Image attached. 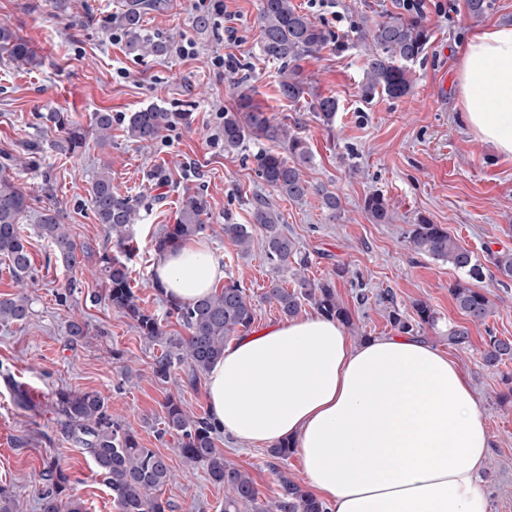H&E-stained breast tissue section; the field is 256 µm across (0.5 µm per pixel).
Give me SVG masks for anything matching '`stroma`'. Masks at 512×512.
<instances>
[{
    "label": "stroma",
    "mask_w": 512,
    "mask_h": 512,
    "mask_svg": "<svg viewBox=\"0 0 512 512\" xmlns=\"http://www.w3.org/2000/svg\"><path fill=\"white\" fill-rule=\"evenodd\" d=\"M293 2L344 44L343 51L326 49L303 62L311 92L338 102L329 129L304 105L280 96L279 66L263 59L259 50L258 0H166L165 9L145 17L148 29L170 38L171 49L162 57L127 52L122 33L109 22L119 0H65L61 10L55 0H0V24L16 30L43 59L33 70L0 61V166L12 167L36 207L55 206L84 247L74 270L49 262V248L34 217L24 219L32 260L26 290L32 314L26 322L0 326V371L9 370L43 402L62 387L99 392L112 415L129 424L145 447L168 457L172 477L161 498L170 503V512H220L223 487L209 481L202 464L187 461L175 439L156 436L167 395L180 392L185 412L199 416L207 410L206 383L184 387L188 368L183 364L174 368L169 382H158L153 362L161 346L141 336L108 305L99 258L113 247L93 215L89 190L104 165L118 192L135 195L151 188L153 199L132 227L140 248L131 265L132 278L142 307L158 317L169 336L184 335L185 330L167 316L164 297L148 285L160 260L152 241L165 225L175 223L187 192L206 195L210 219L198 240L222 257L225 281L244 287L255 309V326L282 321L265 293L271 281L290 289L294 279L273 273L263 232L254 231L251 250L243 256L221 231L228 215L236 223H249V200L267 196L285 231L307 254L310 279L329 278L339 265L347 268V275L335 280L336 293L360 336L390 335L394 329L387 309L372 301L360 304L358 291L371 297L391 291L407 313L419 300L432 306L437 324L422 334L458 361L487 423L491 455L484 487L491 512H512V388L503 381L512 376V360L489 371L479 357L488 334L512 339V286L499 285L487 257L491 249H512V158L467 128L456 87L460 49L476 29L512 25V0H494L493 10L479 18L469 15L465 0H424L431 40L426 55L411 67L410 94L398 99L378 95L369 101L360 96L363 50L353 42L352 32L362 17L403 15L399 0H335L332 10L313 0ZM201 14L211 18L204 30L195 25ZM188 41L193 54H179V46ZM218 56L224 59L220 68L213 63ZM244 74L254 102L269 117L286 120L290 132L306 140L313 160L304 177L339 197L336 221H328L317 195L292 202L274 195L258 177L254 156L271 148V141H250L242 151L225 153L220 135L224 111L234 106L237 81ZM152 105L188 113L189 119L143 147L127 139L124 120ZM104 111L114 118L110 145L102 147L91 139L72 155L56 149L60 134L47 113H69L87 127L94 113ZM157 170L168 180L156 187L152 174ZM373 192L388 199L392 223H374L365 211L364 198ZM421 216L445 227L483 262L476 286L493 303L485 323L468 322L457 308L450 288L459 271L411 248L407 232ZM71 272L98 299L79 300L68 311L59 305L56 287ZM72 315L88 326L86 336L75 343L66 332ZM452 325L468 328L467 349L449 346ZM216 446L226 460L250 473L261 499L273 498L277 485L267 448H247L224 438ZM51 458L68 468L69 494L84 512H119L103 477L51 414L19 410L0 382V488L15 498L17 512H38L40 472Z\"/></svg>",
    "instance_id": "35a3bbf8"
}]
</instances>
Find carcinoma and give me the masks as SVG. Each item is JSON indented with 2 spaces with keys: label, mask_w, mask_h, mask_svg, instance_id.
Segmentation results:
<instances>
[{
  "label": "carcinoma",
  "mask_w": 512,
  "mask_h": 512,
  "mask_svg": "<svg viewBox=\"0 0 512 512\" xmlns=\"http://www.w3.org/2000/svg\"><path fill=\"white\" fill-rule=\"evenodd\" d=\"M163 8V0H124L122 8L112 15L111 23L123 32L127 49L139 56H162L170 49L169 40L150 31L143 17ZM257 23L260 29V51L267 59L281 64L279 93L290 102H298L308 93L307 78L301 61L318 53L332 43L331 33L313 21L294 5L293 0H259ZM356 39L367 44L364 57L366 82L363 97L371 99L379 94L400 98L412 86L411 64L423 57L430 34L427 18L417 13L388 20L371 21L363 18L356 26ZM0 55L18 67L37 68L42 58L30 43L12 29L0 25ZM308 111L325 126L333 123L338 102L333 97L314 96L308 101ZM46 119L63 131L56 149L74 154L85 146L86 131L62 112H52ZM187 121L185 112H168L158 107H147L128 116L125 133L135 143L148 145L162 131ZM92 130L99 145L112 140V113L96 112ZM224 152L239 151L249 139H267L282 144V151L263 150L254 156L258 177L277 195L293 202L315 194L321 206L334 219L340 209L336 194L324 186H314L304 178L302 168L312 162V154L302 138L292 134L287 125L255 107L245 95L235 107L224 111L221 129ZM94 216L112 235L117 254L102 255L101 272L106 283L105 297L112 309L133 322L140 335L163 345L153 363L154 377L167 382L175 362H187L188 384L195 386L199 375L224 355L226 343L251 330L255 311L250 298L240 284L232 281L192 303L167 301L168 314L176 317L185 329V336H166L158 318L144 310L135 294V286L128 266L136 252L131 226L139 217L140 200L119 193L112 188L108 168H103L92 179L89 190ZM364 209L377 224L393 221L386 199L372 193L364 199ZM32 210V197L17 178L0 172V257L8 260L13 277L20 286L31 269L28 241L20 226L21 220ZM209 203L201 194L182 196L176 223L167 226L156 237L154 248L159 255L176 249L206 230L204 216ZM38 230L47 240L54 259L67 270L77 260L78 244L58 219L55 209L46 207L37 216ZM264 231L265 256L276 273L294 268L295 287L291 290L275 284L267 298L279 307L287 318L299 314L308 305L324 317L352 326L351 315L336 294L332 280L309 279L303 270L308 259L296 241L283 229L281 215L273 204L262 196L251 202V223L237 224L231 217L224 218L222 232L238 252H249L253 230ZM414 252L442 260L465 275V280L450 288L458 309L473 323H483L492 314L493 303L468 280L483 276V266L474 254L464 248L448 230L433 224L425 217L418 218L408 230ZM500 282L512 281V251L488 253ZM82 293V282L74 276L66 278L56 292L59 305ZM31 304L20 294L0 299V325L21 323L30 315ZM389 321L401 333L416 334L424 326L435 325V311L425 301L413 304V314L404 315L394 308ZM482 365L495 371L512 359V340L490 335L479 353ZM9 386L15 406L38 414L44 410L52 414L54 423L64 435L82 448L94 467L104 476L119 512H166L170 504L162 501L157 492L171 478L167 457L153 448L141 445L136 433L112 419L105 399L94 391L55 390L45 403L34 401L27 390L10 373L0 375ZM163 427L157 437L177 438L178 448L185 458L206 467L209 480L224 486L223 512H330L327 503L306 491L299 483L274 463L270 464L277 478L278 491L273 500L260 502L259 492L250 474L230 463L217 449L219 432L208 414L191 417L182 407L181 396L170 395L163 404ZM44 486L38 493L40 512H82L75 500H63L70 476L55 459L44 463L40 473Z\"/></svg>",
  "instance_id": "carcinoma-1"
}]
</instances>
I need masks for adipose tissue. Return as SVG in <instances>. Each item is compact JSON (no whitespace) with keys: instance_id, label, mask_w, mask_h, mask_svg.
<instances>
[{"instance_id":"adipose-tissue-1","label":"adipose tissue","mask_w":512,"mask_h":512,"mask_svg":"<svg viewBox=\"0 0 512 512\" xmlns=\"http://www.w3.org/2000/svg\"><path fill=\"white\" fill-rule=\"evenodd\" d=\"M456 81L469 128L512 157V26L475 31ZM155 277L190 303L224 277L219 255L188 242ZM207 410L225 437L286 440L332 512H490L491 445L471 381L447 352L409 334L353 342L323 316L250 330L208 371Z\"/></svg>"}]
</instances>
